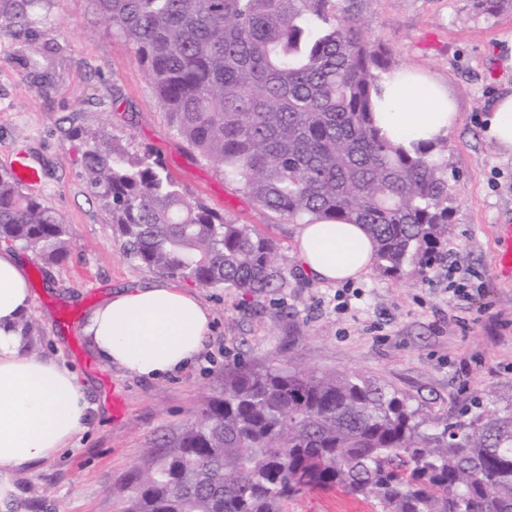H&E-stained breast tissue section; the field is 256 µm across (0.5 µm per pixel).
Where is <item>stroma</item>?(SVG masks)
<instances>
[{
	"label": "stroma",
	"mask_w": 512,
	"mask_h": 512,
	"mask_svg": "<svg viewBox=\"0 0 512 512\" xmlns=\"http://www.w3.org/2000/svg\"><path fill=\"white\" fill-rule=\"evenodd\" d=\"M387 52L391 70L427 73L454 99L448 134L450 222L455 230L426 277L369 272L328 283L305 275L297 227L255 206L173 129L133 49L90 0H43L34 20L0 34V173L30 156L36 195L63 217L70 252L58 264L30 257L33 351L72 365L96 411L72 448L13 477L0 512H120L117 495L145 448L185 423L237 363L317 372L355 371L425 408L437 421L503 409L512 392V274L495 267L512 224V152L485 139L496 102L512 94V4L477 0H347ZM149 147L194 199L272 236L280 288L248 295L197 290L213 315L198 362L160 381L131 378L96 360L86 315L111 292L162 274L127 258L94 196L72 130ZM286 512H379L339 489H314Z\"/></svg>",
	"instance_id": "35a3bbf8"
}]
</instances>
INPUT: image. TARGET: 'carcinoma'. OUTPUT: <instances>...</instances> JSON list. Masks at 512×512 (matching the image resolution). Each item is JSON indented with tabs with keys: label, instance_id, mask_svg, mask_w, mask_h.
I'll list each match as a JSON object with an SVG mask.
<instances>
[{
	"label": "carcinoma",
	"instance_id": "carcinoma-1",
	"mask_svg": "<svg viewBox=\"0 0 512 512\" xmlns=\"http://www.w3.org/2000/svg\"><path fill=\"white\" fill-rule=\"evenodd\" d=\"M41 0H0V33ZM130 44L177 133L258 207L295 224L361 225L375 270L426 276L453 233L448 139L411 149L374 122L388 62L339 0H91ZM93 193L133 261L202 289L283 282L277 243L189 199L149 148L89 136ZM68 227L0 173V243L47 263ZM122 512H284L338 486L381 512H512V406L432 426L376 379L247 364L186 424L155 441Z\"/></svg>",
	"mask_w": 512,
	"mask_h": 512
}]
</instances>
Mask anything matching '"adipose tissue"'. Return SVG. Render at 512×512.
I'll use <instances>...</instances> for the list:
<instances>
[{
  "mask_svg": "<svg viewBox=\"0 0 512 512\" xmlns=\"http://www.w3.org/2000/svg\"><path fill=\"white\" fill-rule=\"evenodd\" d=\"M375 122L405 147L446 137L457 112L447 91L416 73L381 82ZM296 242L307 273L330 283L369 271L374 254L355 224L300 225ZM28 262L0 247V502L14 491L15 471L56 458L84 429L91 406L78 372L30 351L20 323L30 312ZM209 309L183 288L159 283L111 293L85 320L97 359L125 374L160 380L187 367L210 330Z\"/></svg>",
  "mask_w": 512,
  "mask_h": 512,
  "instance_id": "obj_1",
  "label": "adipose tissue"
}]
</instances>
